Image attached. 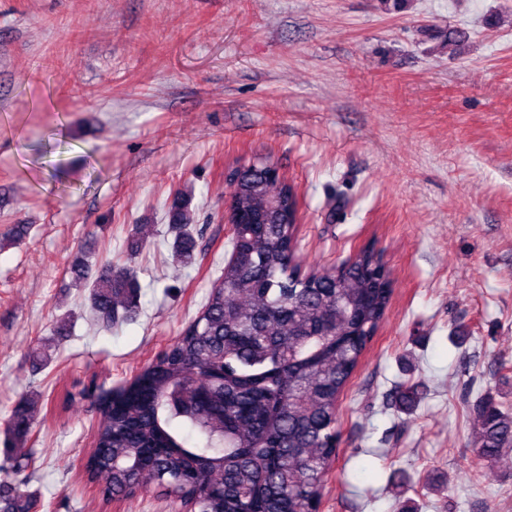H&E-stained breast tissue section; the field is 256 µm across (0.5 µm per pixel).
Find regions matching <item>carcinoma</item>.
Here are the masks:
<instances>
[{
	"mask_svg": "<svg viewBox=\"0 0 512 512\" xmlns=\"http://www.w3.org/2000/svg\"><path fill=\"white\" fill-rule=\"evenodd\" d=\"M240 223L230 259L201 313L120 388L100 389L87 479L105 499L154 489L185 512H313L336 460L339 401L385 316L392 288L382 254L299 273L295 185L264 163L227 180ZM173 259L194 262L190 198L175 195ZM135 225L126 260L105 263L89 289L105 331L138 308ZM39 413L28 397L9 418L23 448ZM477 464L512 461V415L478 406ZM26 480L0 482V512H36Z\"/></svg>",
	"mask_w": 512,
	"mask_h": 512,
	"instance_id": "carcinoma-1",
	"label": "carcinoma"
}]
</instances>
